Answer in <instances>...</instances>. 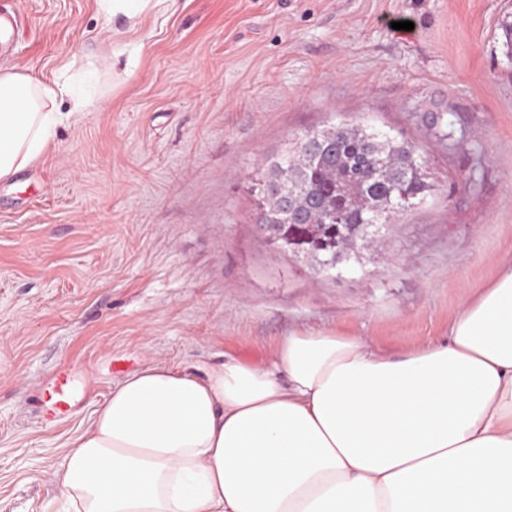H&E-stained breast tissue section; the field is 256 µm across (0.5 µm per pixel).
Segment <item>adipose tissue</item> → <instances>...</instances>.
Masks as SVG:
<instances>
[{"label":"adipose tissue","instance_id":"ef3b65f1","mask_svg":"<svg viewBox=\"0 0 512 512\" xmlns=\"http://www.w3.org/2000/svg\"><path fill=\"white\" fill-rule=\"evenodd\" d=\"M68 91L0 70V181ZM496 265L443 342L299 331L264 363L126 377L58 475L70 512H512V255Z\"/></svg>","mask_w":512,"mask_h":512}]
</instances>
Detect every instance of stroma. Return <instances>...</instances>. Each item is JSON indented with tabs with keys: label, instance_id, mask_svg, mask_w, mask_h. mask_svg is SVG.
Listing matches in <instances>:
<instances>
[{
	"label": "stroma",
	"instance_id": "35a3bbf8",
	"mask_svg": "<svg viewBox=\"0 0 512 512\" xmlns=\"http://www.w3.org/2000/svg\"><path fill=\"white\" fill-rule=\"evenodd\" d=\"M0 9L20 24L0 68L94 98L0 182V512H64L70 443L126 376L258 363L293 331L406 350L446 337L512 252V0H161L134 27L96 0ZM344 122L415 142L433 189L334 278L273 251L247 181ZM65 367L71 414L50 425Z\"/></svg>",
	"mask_w": 512,
	"mask_h": 512
}]
</instances>
